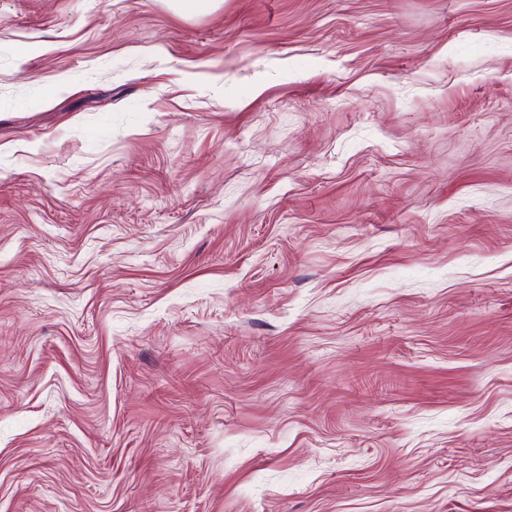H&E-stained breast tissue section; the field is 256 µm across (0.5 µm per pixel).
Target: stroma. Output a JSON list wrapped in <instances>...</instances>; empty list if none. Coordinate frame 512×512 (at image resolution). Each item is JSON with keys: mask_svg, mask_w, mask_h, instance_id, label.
<instances>
[{"mask_svg": "<svg viewBox=\"0 0 512 512\" xmlns=\"http://www.w3.org/2000/svg\"><path fill=\"white\" fill-rule=\"evenodd\" d=\"M0 512H512V0H0Z\"/></svg>", "mask_w": 512, "mask_h": 512, "instance_id": "1", "label": "stroma"}]
</instances>
